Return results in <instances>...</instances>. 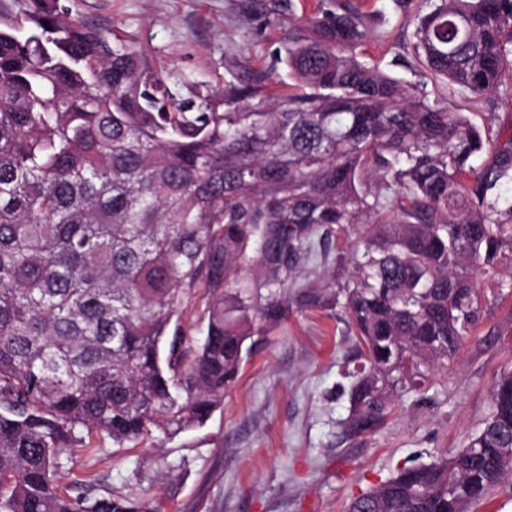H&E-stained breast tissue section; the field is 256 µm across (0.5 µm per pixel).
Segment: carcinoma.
I'll return each mask as SVG.
<instances>
[{"label":"carcinoma","instance_id":"obj_1","mask_svg":"<svg viewBox=\"0 0 512 512\" xmlns=\"http://www.w3.org/2000/svg\"><path fill=\"white\" fill-rule=\"evenodd\" d=\"M415 1L416 82L362 60L363 0H238L288 34L203 94L61 0H0V512H134L62 493L60 454L84 432L124 448L204 425L258 322L344 310L356 435L456 354L473 273L512 253V113L483 131L447 92L512 85V0L395 4ZM201 287L194 342L179 321ZM511 473L508 372L463 447L347 512H468Z\"/></svg>","mask_w":512,"mask_h":512}]
</instances>
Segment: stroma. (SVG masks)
Segmentation results:
<instances>
[{
  "mask_svg": "<svg viewBox=\"0 0 512 512\" xmlns=\"http://www.w3.org/2000/svg\"><path fill=\"white\" fill-rule=\"evenodd\" d=\"M73 14L133 35L171 80L187 71L200 92L222 85L225 64L269 61L277 33H256L236 0H65ZM373 34L364 61L404 80L412 16L394 0H367ZM448 105L498 127L512 99ZM479 320L453 362L429 370L420 390L391 394L371 433L350 435L348 392L358 363L342 308L311 310L254 335L237 382L202 427L156 432L135 448L99 435L61 456L57 482L91 497L126 500L146 512H346L353 497L463 447L489 417L494 383L512 371V257L479 276Z\"/></svg>",
  "mask_w": 512,
  "mask_h": 512,
  "instance_id": "35a3bbf8",
  "label": "stroma"
}]
</instances>
